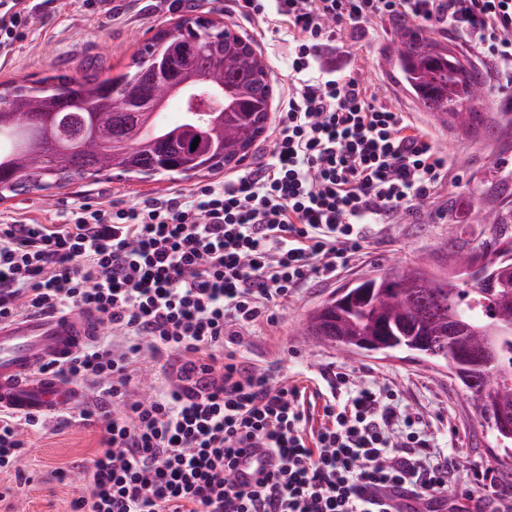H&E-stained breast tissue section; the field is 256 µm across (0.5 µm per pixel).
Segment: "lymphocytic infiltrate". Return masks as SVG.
Returning <instances> with one entry per match:
<instances>
[{
	"mask_svg": "<svg viewBox=\"0 0 512 512\" xmlns=\"http://www.w3.org/2000/svg\"><path fill=\"white\" fill-rule=\"evenodd\" d=\"M291 40L288 93L272 147L190 193L74 208L67 223L0 225V317L87 308L124 348L95 342L47 371L89 380L121 410L101 411V446L72 512H399L394 497L447 496L451 456L396 390L329 372L307 391L249 365L243 332L314 278L340 274L369 228L410 215L448 176L435 134L379 104L327 53L341 26L410 22L459 33L512 90V0H234ZM35 10L0 0V56ZM180 362L148 399H130L140 354ZM322 423L313 427L315 400ZM0 412V467L25 454ZM278 459L256 485L233 476L240 449Z\"/></svg>",
	"mask_w": 512,
	"mask_h": 512,
	"instance_id": "f902f5d3",
	"label": "lymphocytic infiltrate"
}]
</instances>
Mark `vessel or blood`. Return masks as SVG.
Instances as JSON below:
<instances>
[{"mask_svg": "<svg viewBox=\"0 0 512 512\" xmlns=\"http://www.w3.org/2000/svg\"><path fill=\"white\" fill-rule=\"evenodd\" d=\"M100 331L86 310L33 311L0 319V410L21 415H50L74 407L82 398L76 386L42 373L44 364L69 358ZM276 457L265 448L243 452L237 465L241 481L274 469Z\"/></svg>", "mask_w": 512, "mask_h": 512, "instance_id": "obj_1", "label": "vessel or blood"}]
</instances>
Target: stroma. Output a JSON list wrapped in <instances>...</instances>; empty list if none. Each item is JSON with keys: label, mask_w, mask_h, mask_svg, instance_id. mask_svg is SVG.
I'll list each match as a JSON object with an SVG mask.
<instances>
[{"label": "stroma", "mask_w": 512, "mask_h": 512, "mask_svg": "<svg viewBox=\"0 0 512 512\" xmlns=\"http://www.w3.org/2000/svg\"><path fill=\"white\" fill-rule=\"evenodd\" d=\"M110 12L88 6L86 0H58L54 8L33 14L15 41L8 60H0V90L56 74L101 79L126 70L143 42L158 29L173 26L182 16L219 18L249 41L271 75L275 94L288 86L289 44L285 33L256 27L233 15L229 0H109ZM342 40L355 68L380 103L418 117L437 135L451 160L450 186L440 187L417 212L384 225L366 254L354 256L338 277L312 279L275 311L272 321H260L244 333L243 354L255 366L290 382L314 386L332 369L356 382L389 385L401 404L427 415L437 451L466 458L467 471L448 503L462 505L465 493L483 483L490 496L512 501V488L500 484L495 469L503 451L495 447L474 418L462 389L447 368L436 367L409 352L391 356L345 355L319 341L305 340L301 331L307 315L337 289L357 279L408 263L434 272L447 271L457 251L478 250L493 233L475 223L478 210L512 200V111L506 109L499 79L492 67L471 52L461 36L433 33L438 45L451 48L477 73L487 92L482 111L493 132H469L441 121L413 96L392 61L397 51V25L377 21L362 30L343 27ZM238 164L202 172L191 178L157 176L142 181L110 173L53 190L51 196L32 191L0 201V225L28 218L41 224L67 223L73 208L83 204L108 207L148 198L185 193L223 181ZM28 448L19 472L0 471V512H71L81 491L84 468L100 445L98 423L47 420L43 430L24 429Z\"/></svg>", "instance_id": "35a3bbf8"}]
</instances>
